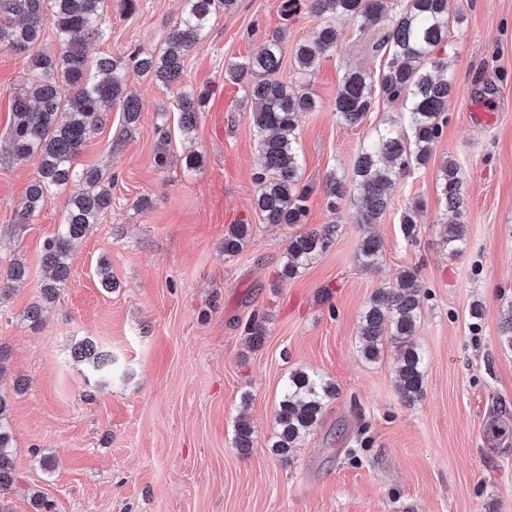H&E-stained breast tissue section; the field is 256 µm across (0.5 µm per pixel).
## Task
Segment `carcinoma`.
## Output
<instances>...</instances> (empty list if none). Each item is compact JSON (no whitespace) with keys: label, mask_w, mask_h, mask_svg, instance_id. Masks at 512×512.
<instances>
[{"label":"carcinoma","mask_w":512,"mask_h":512,"mask_svg":"<svg viewBox=\"0 0 512 512\" xmlns=\"http://www.w3.org/2000/svg\"><path fill=\"white\" fill-rule=\"evenodd\" d=\"M235 0H183L179 20L159 55L134 50L123 56H102L95 69L87 66L86 45L101 39L104 0H0V48L25 53L40 41L45 20L52 21L58 51L29 57L31 78L15 92L11 106L9 155L16 160L37 159V174L26 188L14 212L18 224H26L61 189L72 188L68 209L56 236L42 253L45 272L40 300L31 304L26 317L41 322L43 306L55 301L70 274V261L77 245L112 208L113 177L92 165L76 168L91 132L102 128L112 107L122 112V131L129 133L142 112L141 100L127 92L133 72L176 90L179 134L193 138L204 112L205 92L185 85L184 57L202 46L211 34L219 9ZM323 15L328 21L313 39L300 40L293 48L299 74L306 78L326 54L336 50V22L364 26L388 21L385 35L391 55L381 76V89L391 101H402L407 114L406 130L385 129L363 146L351 175L330 171L324 190L331 209L336 201L354 196L358 222L375 224L389 206V190L409 172L426 166L434 144L447 123L445 112L454 86L448 76V58L438 56L448 40V0H281L280 14L288 21L301 10ZM278 32L263 40L253 55L227 63L225 74L242 83L251 106L253 125L260 144V161L253 179L257 185L254 208L264 224L297 226L306 223L309 185L301 182L298 143L292 137L300 115L315 112L319 103L313 94L282 81ZM373 81L361 70L346 71L336 93L333 111L347 126L361 124L374 105ZM437 192L446 211L455 220L444 224L442 245L449 254L464 250L465 227L461 216V180L453 159L444 161ZM419 206L412 203L401 215L400 227L408 241L418 233ZM337 224H322L303 230L288 240L279 269L282 280L299 276L305 266L325 252L336 239ZM252 235L250 224H230L224 230V254L239 253ZM382 260L378 239L368 236L360 244L363 268L373 269ZM26 277V265L15 259L0 275V299L9 296ZM422 285L414 270L398 273L391 286L376 291L360 316L359 349L368 361L379 358L388 341L398 348L395 387L407 405L419 401L427 367L415 336L420 319ZM250 348L262 345L266 323L252 318L245 327ZM72 360L86 366L99 378H112V355L85 338L71 348ZM339 394L336 384L321 374L297 368L288 376L275 411L276 435L271 447L288 461L321 424L328 402ZM235 446L244 455L254 445V428L247 419L235 424ZM16 479L7 402L0 394V495Z\"/></svg>","instance_id":"1"}]
</instances>
